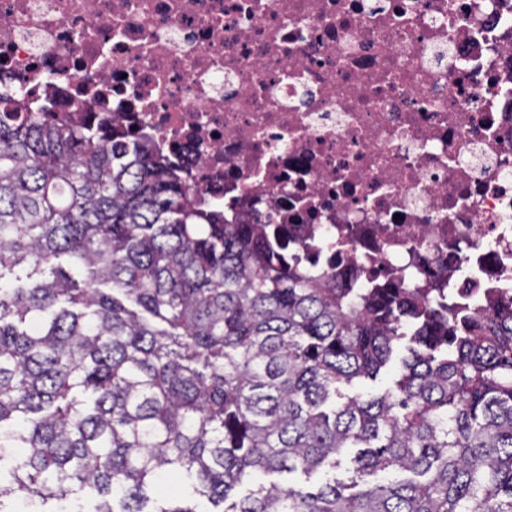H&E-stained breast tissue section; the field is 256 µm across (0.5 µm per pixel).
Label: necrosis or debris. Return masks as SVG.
I'll return each mask as SVG.
<instances>
[{"mask_svg": "<svg viewBox=\"0 0 512 512\" xmlns=\"http://www.w3.org/2000/svg\"><path fill=\"white\" fill-rule=\"evenodd\" d=\"M58 89L312 275L512 300V0H0V93Z\"/></svg>", "mask_w": 512, "mask_h": 512, "instance_id": "1", "label": "necrosis or debris"}]
</instances>
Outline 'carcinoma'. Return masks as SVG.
Masks as SVG:
<instances>
[{
    "mask_svg": "<svg viewBox=\"0 0 512 512\" xmlns=\"http://www.w3.org/2000/svg\"><path fill=\"white\" fill-rule=\"evenodd\" d=\"M228 224L151 144L0 96V512H512V309L352 288ZM407 341L404 372L374 379ZM314 492L265 481L336 468ZM412 477L370 483L369 475ZM179 474L183 506L147 508ZM405 345L406 341L403 340L398 346L392 362L386 368L382 369L376 380L361 381L353 387L346 388L344 392L349 395H353L354 393L377 394L391 386L397 375L400 358L406 354L404 349Z\"/></svg>",
    "mask_w": 512,
    "mask_h": 512,
    "instance_id": "1",
    "label": "carcinoma"
}]
</instances>
